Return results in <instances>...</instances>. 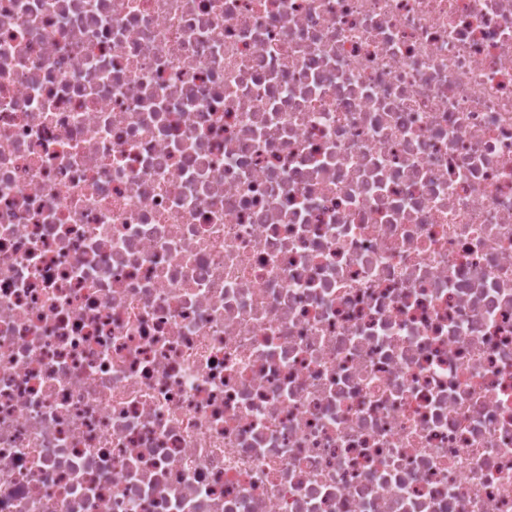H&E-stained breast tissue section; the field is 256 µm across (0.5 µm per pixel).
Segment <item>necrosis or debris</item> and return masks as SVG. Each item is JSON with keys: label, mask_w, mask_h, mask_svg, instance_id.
Segmentation results:
<instances>
[{"label": "necrosis or debris", "mask_w": 512, "mask_h": 512, "mask_svg": "<svg viewBox=\"0 0 512 512\" xmlns=\"http://www.w3.org/2000/svg\"><path fill=\"white\" fill-rule=\"evenodd\" d=\"M0 512H512V0H0Z\"/></svg>", "instance_id": "necrosis-or-debris-1"}]
</instances>
